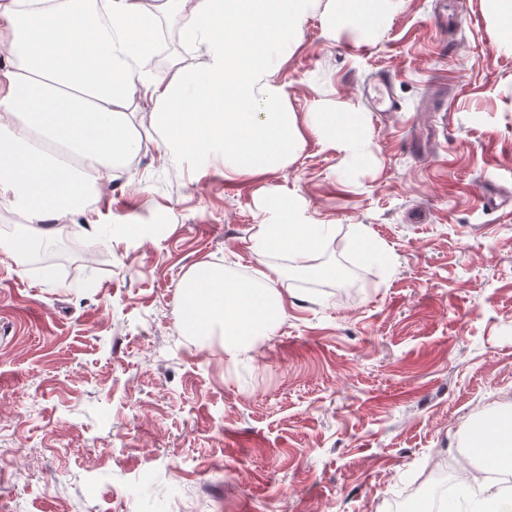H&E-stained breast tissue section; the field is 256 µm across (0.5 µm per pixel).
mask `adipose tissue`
<instances>
[{
    "label": "adipose tissue",
    "mask_w": 512,
    "mask_h": 512,
    "mask_svg": "<svg viewBox=\"0 0 512 512\" xmlns=\"http://www.w3.org/2000/svg\"><path fill=\"white\" fill-rule=\"evenodd\" d=\"M330 30L371 29L392 0H333ZM313 0H0V206L18 209L24 237L0 238L13 258L48 237L47 221L100 212L99 184L128 169L139 150L133 104L167 160L219 162L225 178L285 167L305 133L339 150L358 135L351 112L313 113L299 128L288 92L269 82L273 57L295 42ZM176 20L204 62L171 57L152 76L161 23ZM253 235L261 252L312 261L326 242L295 198L263 200ZM286 317L276 288L226 275L201 262L181 282L179 326L190 336L220 335L236 352L274 335Z\"/></svg>",
    "instance_id": "ef3b65f1"
}]
</instances>
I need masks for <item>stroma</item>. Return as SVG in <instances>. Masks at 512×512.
I'll use <instances>...</instances> for the list:
<instances>
[{"instance_id": "1", "label": "stroma", "mask_w": 512, "mask_h": 512, "mask_svg": "<svg viewBox=\"0 0 512 512\" xmlns=\"http://www.w3.org/2000/svg\"><path fill=\"white\" fill-rule=\"evenodd\" d=\"M315 0L269 72L298 121L341 103L356 155L313 134L287 167L234 180L173 164L153 129L100 208L52 224L51 268L0 256V512H393L426 505L470 428L512 416V52L485 0H398L371 35ZM447 12L449 25L437 17ZM388 72L402 109L362 94ZM332 232L317 258L259 254L264 196ZM392 253L365 260L360 230ZM209 262L275 287L287 318L244 353L178 326Z\"/></svg>"}]
</instances>
